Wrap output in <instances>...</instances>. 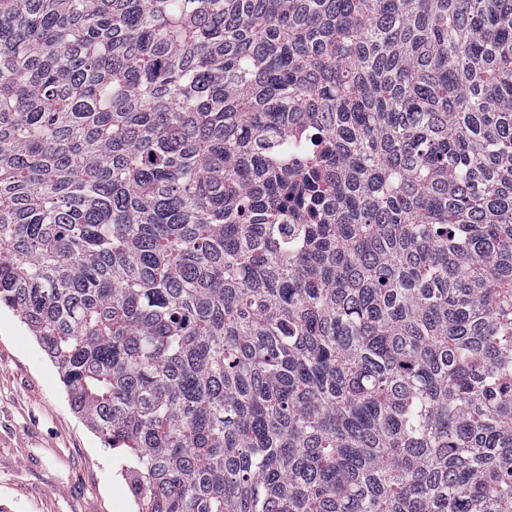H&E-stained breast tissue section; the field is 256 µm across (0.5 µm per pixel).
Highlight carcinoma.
Instances as JSON below:
<instances>
[{
	"mask_svg": "<svg viewBox=\"0 0 512 512\" xmlns=\"http://www.w3.org/2000/svg\"><path fill=\"white\" fill-rule=\"evenodd\" d=\"M0 304L137 512H512V0H0Z\"/></svg>",
	"mask_w": 512,
	"mask_h": 512,
	"instance_id": "1",
	"label": "carcinoma"
}]
</instances>
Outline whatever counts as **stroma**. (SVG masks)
I'll return each mask as SVG.
<instances>
[{"label": "stroma", "mask_w": 512, "mask_h": 512, "mask_svg": "<svg viewBox=\"0 0 512 512\" xmlns=\"http://www.w3.org/2000/svg\"><path fill=\"white\" fill-rule=\"evenodd\" d=\"M0 512H136L116 451L71 410L55 364L4 306Z\"/></svg>", "instance_id": "stroma-1"}]
</instances>
